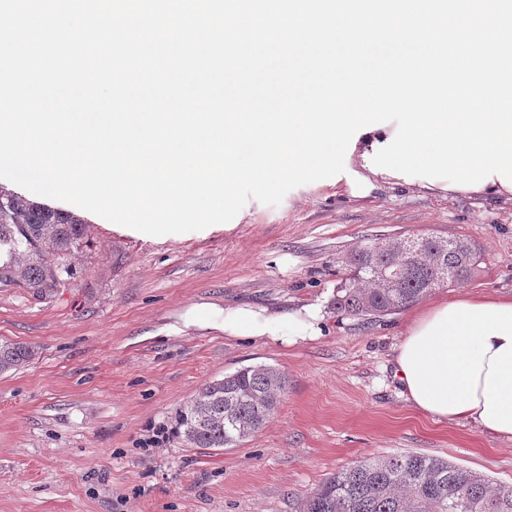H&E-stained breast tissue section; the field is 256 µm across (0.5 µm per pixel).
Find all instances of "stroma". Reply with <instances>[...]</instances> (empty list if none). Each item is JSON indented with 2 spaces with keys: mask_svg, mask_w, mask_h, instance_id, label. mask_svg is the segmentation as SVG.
<instances>
[{
  "mask_svg": "<svg viewBox=\"0 0 512 512\" xmlns=\"http://www.w3.org/2000/svg\"><path fill=\"white\" fill-rule=\"evenodd\" d=\"M80 216L88 243L71 256V287L42 301L0 288V341L39 348L0 375V512H296L341 467L408 452L512 485V438L406 400L394 358L416 306L371 323L333 307L346 253L416 235L465 238L483 255L429 301L511 297V201L302 185L276 206L249 201L229 230L152 236ZM239 306L316 307L321 334L225 335L224 312ZM260 365L288 378L266 426L235 448L188 447L174 431L180 404Z\"/></svg>",
  "mask_w": 512,
  "mask_h": 512,
  "instance_id": "obj_1",
  "label": "stroma"
}]
</instances>
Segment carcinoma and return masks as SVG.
Listing matches in <instances>:
<instances>
[{"label": "carcinoma", "instance_id": "cac0c4a2", "mask_svg": "<svg viewBox=\"0 0 512 512\" xmlns=\"http://www.w3.org/2000/svg\"><path fill=\"white\" fill-rule=\"evenodd\" d=\"M86 234L77 216L0 189V288L52 297L62 277L77 278L70 256ZM431 245L442 249L435 264L403 261L395 288L380 287L373 274L378 265L397 264L395 252H377L369 240L347 253L336 311L372 322L422 300L436 281L469 278L482 261L480 249L463 238L434 237ZM37 353L33 344L0 343V373ZM286 387L284 374L269 366L212 380L177 410L178 432L191 448H232L264 427ZM299 512H512V486L494 487L485 475L440 457L364 456L302 498Z\"/></svg>", "mask_w": 512, "mask_h": 512}]
</instances>
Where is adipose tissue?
Masks as SVG:
<instances>
[{"instance_id":"adipose-tissue-1","label":"adipose tissue","mask_w":512,"mask_h":512,"mask_svg":"<svg viewBox=\"0 0 512 512\" xmlns=\"http://www.w3.org/2000/svg\"><path fill=\"white\" fill-rule=\"evenodd\" d=\"M386 126L361 134L351 170L374 187L394 184L363 160L394 133ZM320 331V312L305 307L287 316L241 306L224 313L229 336L267 337L292 345ZM395 373L413 407L437 420L473 421L483 431L512 438V298L461 295L438 300L411 320L395 355Z\"/></svg>"}]
</instances>
